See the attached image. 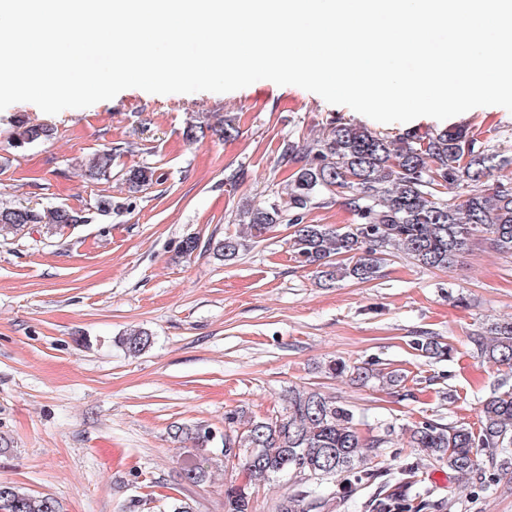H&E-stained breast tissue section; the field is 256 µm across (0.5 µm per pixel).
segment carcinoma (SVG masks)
I'll list each match as a JSON object with an SVG mask.
<instances>
[{
    "label": "carcinoma",
    "instance_id": "1",
    "mask_svg": "<svg viewBox=\"0 0 512 512\" xmlns=\"http://www.w3.org/2000/svg\"><path fill=\"white\" fill-rule=\"evenodd\" d=\"M14 144L22 147L46 141L52 129L17 121ZM123 151L109 145L88 162L86 176L106 180L112 162ZM289 158L301 165L288 181V208L271 203L253 205L248 222L217 241L215 254L231 260L244 242L256 239L277 224L292 229L294 260L312 266L327 287L340 280L359 283L377 278L380 255L397 250L416 264L446 269L479 240L499 254L512 257V153L496 148L478 127L432 132L406 131L390 138L341 117L327 120L322 137L297 149L288 145ZM149 166L125 172L131 192L153 182ZM347 196L355 223L335 228L308 224L307 212L320 201ZM88 221L79 211L59 206L34 210L0 206V236L16 234L29 224H49L61 230ZM482 357L512 367V320L496 322L472 337ZM117 343L130 356L153 344L145 329H133ZM421 350L434 358L450 357L452 348L426 341ZM333 376L350 374L365 383L374 377L366 367L341 360L326 365ZM479 428L465 423L445 426L423 421L408 432V445L448 469L468 476L479 470L477 449L487 448L509 458L512 447V391L494 392L480 401ZM197 453L181 463L183 481L200 485L210 476L205 454L214 441L207 430L176 427ZM384 439L365 441L359 435L351 408L316 390L288 392L286 412L273 418L251 417L243 430L224 434L225 458H242L250 476L260 479L287 476L294 489L277 505V512H312L321 507L317 489L326 481L351 474L359 480L374 476L371 457ZM230 512H249L248 488L231 484L224 489ZM0 512H62L49 494L35 495L10 483H0Z\"/></svg>",
    "mask_w": 512,
    "mask_h": 512
}]
</instances>
